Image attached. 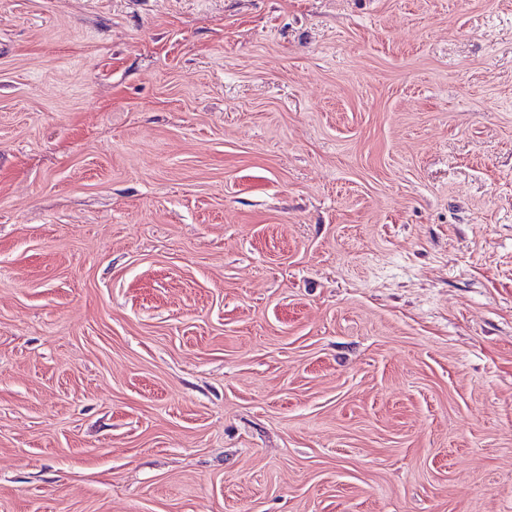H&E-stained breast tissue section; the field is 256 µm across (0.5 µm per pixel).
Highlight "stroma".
<instances>
[{"mask_svg": "<svg viewBox=\"0 0 512 512\" xmlns=\"http://www.w3.org/2000/svg\"><path fill=\"white\" fill-rule=\"evenodd\" d=\"M0 512H512V0H0Z\"/></svg>", "mask_w": 512, "mask_h": 512, "instance_id": "obj_1", "label": "stroma"}]
</instances>
